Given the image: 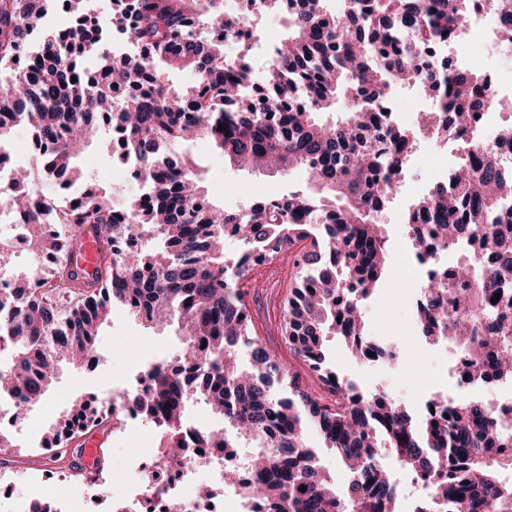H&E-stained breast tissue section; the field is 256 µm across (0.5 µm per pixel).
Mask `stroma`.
<instances>
[{"label": "stroma", "mask_w": 512, "mask_h": 512, "mask_svg": "<svg viewBox=\"0 0 512 512\" xmlns=\"http://www.w3.org/2000/svg\"><path fill=\"white\" fill-rule=\"evenodd\" d=\"M190 153L199 166L202 183L210 197L220 206L234 207L245 204L254 188H271L285 193L309 189L306 176L298 171L285 174L276 171H248L231 167L213 145L195 142ZM83 182L107 190L114 203H123L137 192L135 183L120 177L119 162L110 135H99L85 146L78 159ZM390 238L391 249L384 288L376 290L363 302V311L372 335L395 336L403 345L404 354L398 365L372 370L349 357L343 341L333 338L326 344L331 359L343 371L355 376L363 387L385 388L397 393L400 404L417 407L425 394L435 390L438 375L442 373L445 355L422 339L413 325L415 308L399 302L398 294H412L418 289L416 281L397 276L405 245L404 214L396 206H389L378 216ZM293 272L290 253L280 254L271 264L252 273L253 287L244 296L254 329L268 350L287 368H299L300 363L288 349L281 334L282 303L288 295ZM183 333L177 325L163 329L149 327L114 309L103 324L96 351L97 359L83 366H62L50 394L56 401L58 412H65L69 399L93 394L105 397L112 392L113 381L133 380L141 361L167 358L182 343ZM53 418H45L29 434L28 443L21 451L28 458L23 474L14 478L15 486L8 493H0V512H10L12 500H42L46 497V484L42 479L39 462L43 450L40 443L53 425ZM105 439L100 455L101 480L89 486L76 482L72 496L56 498L59 512H113L112 478L125 474L129 467L131 443L112 439L111 428H104Z\"/></svg>", "instance_id": "stroma-1"}]
</instances>
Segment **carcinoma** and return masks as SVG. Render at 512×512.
Wrapping results in <instances>:
<instances>
[{"label": "carcinoma", "mask_w": 512, "mask_h": 512, "mask_svg": "<svg viewBox=\"0 0 512 512\" xmlns=\"http://www.w3.org/2000/svg\"><path fill=\"white\" fill-rule=\"evenodd\" d=\"M52 0H0V142L24 125L34 139L52 142L37 177L14 173L12 206L24 214L30 250L55 254L42 275L45 288H25L31 277L12 270L16 288L0 298V337L9 339V365L0 367V389L33 404L51 392L60 364L79 365L94 348L113 308L147 324L176 322L183 346L152 362L146 409H162L163 447L185 451V415L200 400L224 426L206 425L201 441L224 453L237 441L258 451L245 481L246 499L266 512H382L397 496L398 479L379 464L388 450L406 472L429 489L420 512H474L512 499L497 479L512 469V424L482 401L457 398L448 420L421 416L391 401L382 389L360 391L336 376L324 339L338 336L354 359L368 340L361 298L383 287L389 237L375 221L397 191L391 174L421 135H444L479 117L487 82L476 66L461 72L406 49L441 43L466 15L469 0H343L330 12L325 0H299L252 93L247 56L230 60L224 40L194 34L192 16L219 34L239 19L224 15V0H157L132 12L116 0L112 15L90 17L85 0H59L70 23L47 32L35 66L17 54L38 28ZM134 16H129V13ZM126 24L143 55L115 62L102 50L88 57L112 22ZM192 69L189 86L173 84L165 71ZM76 82H71V77ZM413 81L431 99L416 127L382 126L373 112L403 83ZM300 96L307 104L282 118L270 117L279 99ZM118 126L126 153L148 175L151 199L134 197L124 209L128 223L113 221L105 192L56 218L59 237L46 240V214L32 205L38 185L81 177L75 160L82 135ZM198 139L212 143L236 167L267 163L300 169L317 191L288 193L286 203L229 212L209 201L188 161L172 162L175 146ZM206 199L201 207L197 201ZM512 181L483 153L455 169L451 187L437 184L416 198L404 224L412 242L438 239L447 247L472 245L473 266L425 288L417 320L426 341L461 346L476 365V379L512 376V323L491 310L494 294L512 290ZM137 224L150 244L115 262L112 242ZM102 239L105 255L93 278L72 258L85 227ZM239 249H224L226 227ZM294 253L295 273L281 310V329L307 374L287 372L254 332L242 287L252 272ZM47 433V451L67 467L74 424H107L100 401L77 397ZM311 426L335 450L350 474L340 492L304 440ZM306 490H300V487Z\"/></svg>", "instance_id": "cac0c4a2"}]
</instances>
